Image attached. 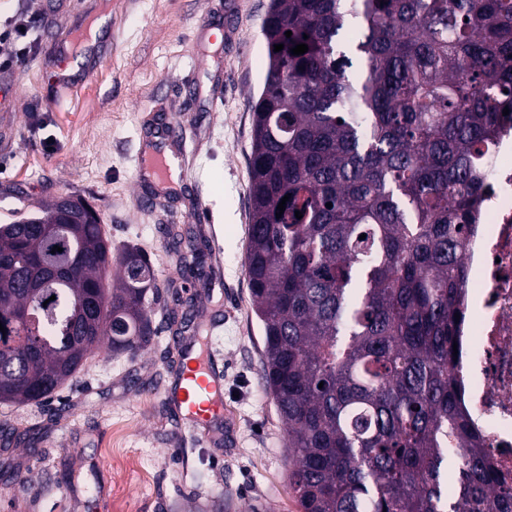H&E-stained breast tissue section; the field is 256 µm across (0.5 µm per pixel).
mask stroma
<instances>
[{
	"label": "stroma",
	"mask_w": 512,
	"mask_h": 512,
	"mask_svg": "<svg viewBox=\"0 0 512 512\" xmlns=\"http://www.w3.org/2000/svg\"><path fill=\"white\" fill-rule=\"evenodd\" d=\"M270 0H0V224L64 195L100 214L113 247L152 261L151 341L92 351L42 403L1 405L0 425L36 433L0 447V512H299L285 434L262 380L263 333L245 272L251 101L265 80ZM93 47L76 38L100 14ZM71 83L47 81L58 43ZM183 137L177 181H153L151 149L170 118ZM196 238L200 266L177 267L168 229ZM193 312L224 362V414L206 435L168 411L182 355L171 314Z\"/></svg>",
	"instance_id": "1"
}]
</instances>
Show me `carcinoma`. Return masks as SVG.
<instances>
[{
  "mask_svg": "<svg viewBox=\"0 0 512 512\" xmlns=\"http://www.w3.org/2000/svg\"><path fill=\"white\" fill-rule=\"evenodd\" d=\"M263 38L245 266L301 512H512L452 364L485 155L512 113V0H270ZM56 207L0 225L1 404L153 335L151 261Z\"/></svg>",
  "mask_w": 512,
  "mask_h": 512,
  "instance_id": "1",
  "label": "carcinoma"
}]
</instances>
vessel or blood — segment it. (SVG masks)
Segmentation results:
<instances>
[{"label":"vessel or blood","instance_id":"obj_1","mask_svg":"<svg viewBox=\"0 0 512 512\" xmlns=\"http://www.w3.org/2000/svg\"><path fill=\"white\" fill-rule=\"evenodd\" d=\"M224 377L216 373L211 359L188 352L185 365L170 394L174 416L197 428H207L223 410Z\"/></svg>","mask_w":512,"mask_h":512}]
</instances>
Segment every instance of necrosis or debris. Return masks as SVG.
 Here are the masks:
<instances>
[{
	"instance_id": "obj_1",
	"label": "necrosis or debris",
	"mask_w": 512,
	"mask_h": 512,
	"mask_svg": "<svg viewBox=\"0 0 512 512\" xmlns=\"http://www.w3.org/2000/svg\"><path fill=\"white\" fill-rule=\"evenodd\" d=\"M478 220L464 246L468 271L455 370L467 407L512 485V120L501 124Z\"/></svg>"
}]
</instances>
